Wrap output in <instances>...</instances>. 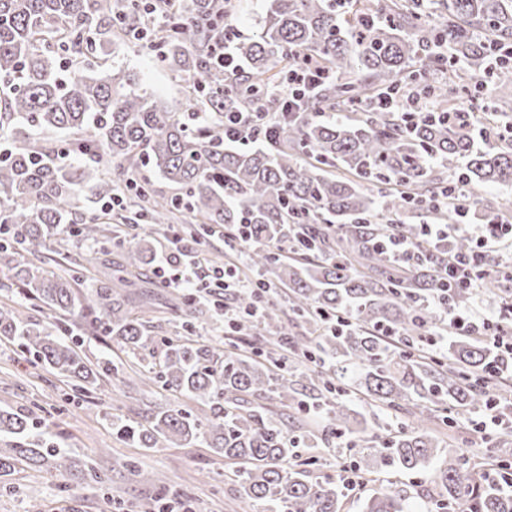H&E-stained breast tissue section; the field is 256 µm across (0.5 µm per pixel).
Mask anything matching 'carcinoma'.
<instances>
[{"mask_svg": "<svg viewBox=\"0 0 512 512\" xmlns=\"http://www.w3.org/2000/svg\"><path fill=\"white\" fill-rule=\"evenodd\" d=\"M230 0H173L154 13L144 0H0V273L10 285L0 300V339L18 341L37 365L66 379L78 396L92 393L109 363H91L57 334L80 317L133 351L157 344L151 304L137 313L106 282L94 294L80 291L91 260L45 267L52 238L66 234L99 243L110 239L112 216L82 205L88 190L98 199L126 193L149 224L176 220L206 231L224 227L230 247L246 252L248 273H268L283 297L239 292L246 309L261 300L260 324L238 329L251 336L220 354L183 336L164 342L159 370L140 378L172 401L136 427L116 428L140 448L169 443L204 444L224 456L240 502L262 512H342L344 486L312 478L316 457L297 452L348 444L358 474L372 480L383 466L434 472L442 512H512V440L504 436L486 453L444 446V430L462 434L448 410L484 409L496 401L488 344L446 325L444 297L463 308L465 288L443 292L448 255L471 250L468 238L448 247L422 244L421 226L402 225L418 247L413 262L393 260L382 246L388 224L415 209L427 224L459 214L475 186L512 187V148H479L462 112L486 119L507 112L512 87V0H267L259 34L230 42L243 64L234 76L213 56L223 42ZM162 18L144 46L183 83L185 111L174 112L109 64L111 50L136 44L131 33ZM309 55L329 78L298 100L280 91L298 57ZM429 94L436 120L407 122L376 103L379 94ZM278 113L275 130L249 151L224 146V113L247 112L255 99ZM318 112L336 117L321 120ZM40 131L68 140L36 142ZM460 170L463 188L434 204L447 179ZM161 178L179 194L155 188ZM249 225L245 242L233 225ZM117 251L119 283L140 279L155 263L151 238L103 245ZM47 309L53 321L31 319L14 305L12 286ZM192 294L176 305L186 331L206 316ZM351 322L340 333L327 324ZM308 334L288 337V322ZM387 329L395 341L381 336ZM446 342L429 352L421 341ZM408 428L380 435L346 402L349 393ZM189 399L207 407H186ZM269 400L282 409L316 411L293 427L272 424ZM0 475L17 466L51 461L62 475L101 481L96 469L76 468L24 415L0 411ZM403 490L383 489L363 512H416Z\"/></svg>", "mask_w": 512, "mask_h": 512, "instance_id": "carcinoma-1", "label": "carcinoma"}]
</instances>
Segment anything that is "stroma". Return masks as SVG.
Listing matches in <instances>:
<instances>
[{
  "mask_svg": "<svg viewBox=\"0 0 512 512\" xmlns=\"http://www.w3.org/2000/svg\"><path fill=\"white\" fill-rule=\"evenodd\" d=\"M115 60L155 98L182 110V86L158 65L153 52L121 46ZM146 280L143 292L155 308V335H181L170 311L177 289L162 287L151 271ZM79 342L91 361L111 359L118 375L104 377L94 393L71 400L63 378L26 360L17 344L1 341L0 408L35 419L72 458L92 462L105 482L98 485L46 467L16 471L0 477V512H110L112 500L127 512H144L164 487L184 492L199 512H237L223 456L201 445L145 450L117 435L114 421L133 424L167 404L169 392L129 378L157 369L158 357L122 350L101 334L80 336Z\"/></svg>",
  "mask_w": 512,
  "mask_h": 512,
  "instance_id": "35a3bbf8",
  "label": "stroma"
}]
</instances>
